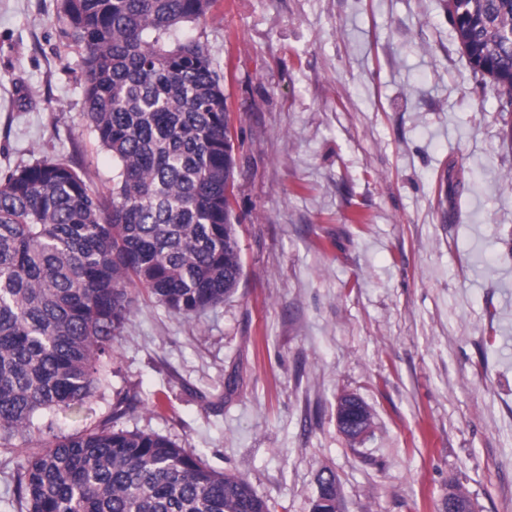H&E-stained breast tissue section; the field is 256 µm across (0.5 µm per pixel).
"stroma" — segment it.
I'll return each mask as SVG.
<instances>
[{"instance_id": "obj_1", "label": "stroma", "mask_w": 512, "mask_h": 512, "mask_svg": "<svg viewBox=\"0 0 512 512\" xmlns=\"http://www.w3.org/2000/svg\"><path fill=\"white\" fill-rule=\"evenodd\" d=\"M58 0H0V176L112 157L84 116ZM200 38L224 82L243 275L170 314L145 291L108 383L43 437L156 432L247 478L271 512H512V109L475 74L446 0H215ZM372 412L361 442L340 395Z\"/></svg>"}]
</instances>
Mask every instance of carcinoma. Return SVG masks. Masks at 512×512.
Masks as SVG:
<instances>
[{
    "mask_svg": "<svg viewBox=\"0 0 512 512\" xmlns=\"http://www.w3.org/2000/svg\"><path fill=\"white\" fill-rule=\"evenodd\" d=\"M214 0H60L85 118L116 172L109 197L68 164L0 179V446L34 418L78 411L106 380L143 288L192 318L224 302L243 264L224 85L205 45L176 29ZM473 70L512 98V0H448ZM40 443L17 463L19 512H271L243 476L169 438L114 426Z\"/></svg>",
    "mask_w": 512,
    "mask_h": 512,
    "instance_id": "cac0c4a2",
    "label": "carcinoma"
}]
</instances>
